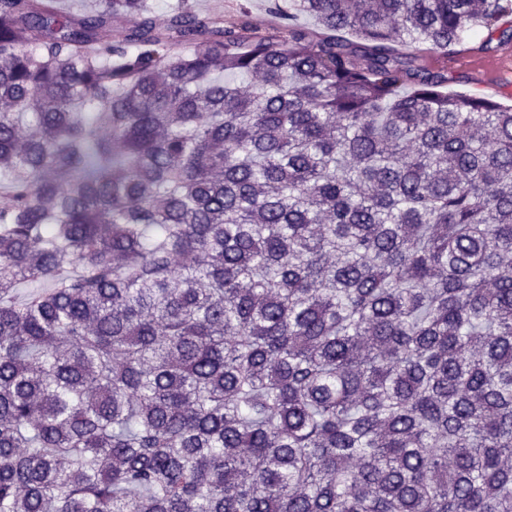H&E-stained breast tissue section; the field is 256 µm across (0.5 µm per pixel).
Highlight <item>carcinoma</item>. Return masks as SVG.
Listing matches in <instances>:
<instances>
[{
  "label": "carcinoma",
  "instance_id": "cac0c4a2",
  "mask_svg": "<svg viewBox=\"0 0 512 512\" xmlns=\"http://www.w3.org/2000/svg\"><path fill=\"white\" fill-rule=\"evenodd\" d=\"M270 7L0 0V512H512V0ZM203 13L219 12L228 19L237 14L239 7L247 6L255 27L264 31L276 27L280 20L270 9V0H190ZM488 39L489 36L485 30L466 32L460 42L448 47V56L464 52L473 60L480 61L496 57L506 47L510 46L512 49V39L501 38L499 33H495L490 42H487ZM448 93L489 98L512 105V75L496 77L477 64L447 65Z\"/></svg>",
  "mask_w": 512,
  "mask_h": 512
}]
</instances>
